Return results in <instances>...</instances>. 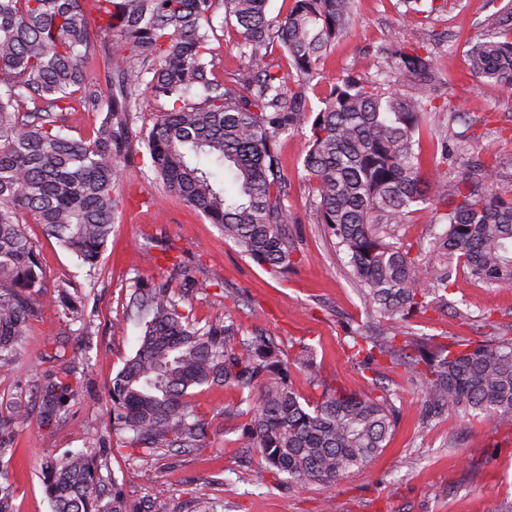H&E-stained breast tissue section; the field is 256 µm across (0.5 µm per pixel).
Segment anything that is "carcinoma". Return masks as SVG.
Segmentation results:
<instances>
[{
	"mask_svg": "<svg viewBox=\"0 0 512 512\" xmlns=\"http://www.w3.org/2000/svg\"><path fill=\"white\" fill-rule=\"evenodd\" d=\"M269 0H0V374L13 371L29 322L42 310L46 282L36 245L24 230L38 224L83 264L99 261L119 216L121 167L146 151L150 170L170 195L224 230L256 264L286 273L294 266L285 228L288 175L279 157L284 137L309 128L303 159L317 223L336 238L371 318L387 325L357 332L349 349L361 370L387 362L408 373L430 408L483 415L512 426V337L449 344L413 339L414 312L448 302L453 264L475 280L512 287V197L494 190V167L465 166L436 141L433 172L421 173L425 116L448 111L437 92L414 96L399 85L427 81L433 52L418 42L394 46L372 78L349 69L329 83L315 112L307 89L323 80L331 47L352 27L356 0H293L268 15ZM224 12L242 41L243 66L230 82L214 76L213 19ZM118 36L108 52L107 90L87 80L96 51L88 14ZM279 47L284 71L266 62ZM466 65L512 92V25L480 38ZM169 108L153 126L135 128L140 88ZM100 117L91 138L64 133L72 101ZM206 158L224 168L232 188H219ZM432 213L428 247L387 240L413 206ZM433 254L427 263L422 252ZM127 315L141 328L138 347L112 378V430L139 458L177 456L208 444L212 420L189 401L193 390L230 387L238 402L224 414L242 420L239 440L265 466L254 481L284 476L288 484L334 485L366 468L387 447L396 407L386 387L375 396L324 392L302 400L289 366L311 368L310 347L291 364L271 337L238 336L231 319L198 328L185 295L169 282L130 286ZM67 370L33 381L46 426L66 420L73 392ZM19 395L0 411V461L12 454L1 439L28 412ZM103 452L66 454L45 467L52 512H135L117 484L106 485ZM14 487L0 469V512H12Z\"/></svg>",
	"mask_w": 512,
	"mask_h": 512,
	"instance_id": "carcinoma-1",
	"label": "carcinoma"
}]
</instances>
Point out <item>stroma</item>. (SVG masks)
I'll use <instances>...</instances> for the list:
<instances>
[{
	"mask_svg": "<svg viewBox=\"0 0 512 512\" xmlns=\"http://www.w3.org/2000/svg\"><path fill=\"white\" fill-rule=\"evenodd\" d=\"M506 2L437 0L435 11L425 13L407 9L403 0H356L350 32L324 63V83L307 92L311 106L320 108L327 83L344 69L353 66L361 74H372L396 42L419 41L438 53L436 86L451 105L475 119L467 137L454 117L438 114L435 122L461 133V159L489 161L498 190L512 196V93L494 82L476 81L465 70L473 38L504 24L501 9ZM213 24L214 72L224 81L242 65L240 35L221 18ZM308 135L305 129L290 133L280 148L294 218L286 233L296 249L295 265L285 274L258 266L179 199L154 205L161 187L139 159L119 181L124 207L95 269L80 265L39 225H27L38 246L50 302L23 339L15 370L0 375V399L16 394L31 399L26 417L14 427L13 455L0 460L14 485V512H51L43 488L46 461L88 448L106 451L109 467L102 478L117 481L136 512L146 506L153 512H512V427L428 410L403 369L375 375L361 371L350 358L349 332L366 325L370 314L334 237L315 219L302 169ZM175 256L193 271L192 287L180 280L172 287L188 288L187 308L197 326L232 318L244 334L273 336L285 359L293 358L300 345L313 348L311 370H296L291 376L306 402L317 403L327 387L352 393L388 387L398 413L387 448L363 471L333 486L256 485L252 474L261 458L256 449L241 447L238 420L223 414L238 394L207 386L197 388L192 397L213 420L206 448L145 463L117 447L107 389L134 354L140 334L126 313L129 288L137 278L151 282L167 276ZM62 290L84 295L82 318L72 319L53 305ZM484 314L495 320V328L479 323ZM467 316L473 325H463ZM408 325L411 332L430 337L475 341L493 332L512 336V288L477 282L466 269H457L447 305L412 316ZM59 348L65 351L61 362L53 358ZM62 363L74 370L79 386L69 402L67 422L46 428L31 385L36 376ZM157 483L167 490L164 499L154 497Z\"/></svg>",
	"mask_w": 512,
	"mask_h": 512,
	"instance_id": "1",
	"label": "stroma"
}]
</instances>
